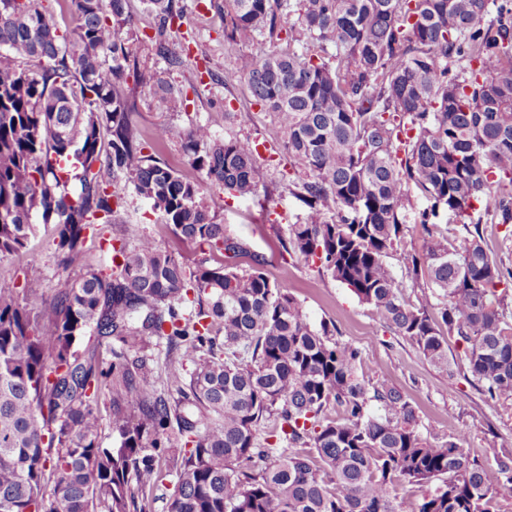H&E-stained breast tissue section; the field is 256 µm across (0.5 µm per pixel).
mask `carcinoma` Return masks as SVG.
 <instances>
[{
  "label": "carcinoma",
  "mask_w": 512,
  "mask_h": 512,
  "mask_svg": "<svg viewBox=\"0 0 512 512\" xmlns=\"http://www.w3.org/2000/svg\"><path fill=\"white\" fill-rule=\"evenodd\" d=\"M140 3L158 21L155 55L182 68L167 30L183 0ZM129 4L68 0L61 35L42 0H0V261L27 248L39 218L54 225L58 265L82 271L34 315L0 286V512H152L163 459L177 477L168 512H399L401 482L423 491L411 512H493L484 468L457 439L424 438L410 399L371 384L359 350L311 325L265 259L239 262L250 251L202 183L145 153L148 137L175 140L210 184L270 197L253 138L220 140L200 121L137 129L128 75L161 112L187 95L137 73ZM224 39L245 49L224 84H246L284 132L307 206L279 255L319 262L439 370L456 337L489 397L512 401V270L479 225L462 250L441 237L400 254L431 283L415 303L387 262L412 185L431 201L425 228L476 203L512 224V0H224ZM130 194L188 255L140 224L106 236ZM91 235L108 273L88 263ZM89 332L116 342L111 365L77 354ZM148 336L166 343L173 401L155 387ZM175 432L191 449L172 447Z\"/></svg>",
  "instance_id": "1"
}]
</instances>
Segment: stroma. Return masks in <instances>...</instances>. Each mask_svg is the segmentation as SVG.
Segmentation results:
<instances>
[{
    "mask_svg": "<svg viewBox=\"0 0 512 512\" xmlns=\"http://www.w3.org/2000/svg\"><path fill=\"white\" fill-rule=\"evenodd\" d=\"M186 3L184 23L168 33L173 49L183 55L185 65L170 71L152 50L155 19L143 12L139 0H130L135 19L130 44L142 70L165 72L172 84L198 89L185 112L174 115L155 109L145 96H138L133 116L136 126L148 133L161 125L184 127L194 118L209 124L217 137L238 133L262 143L258 162L267 184L274 186V193L263 202L235 197L215 187L207 189V201L219 222L247 242L253 252L270 256L266 271L271 281L298 299L312 324H333L336 340L361 351L372 368L371 382L397 387L410 398L424 437L432 442L451 436L458 438L460 446L483 465L487 483L495 494L496 512H512V496L504 495L497 467L498 460L512 454V401L489 399L483 385L468 371L462 344L449 339L448 358L453 372L442 373L408 339L360 303L348 288L319 274L317 264L296 256L271 257L273 235L287 234L289 225L299 223L306 214L305 205L281 187L287 169L280 160L278 146L285 135L268 114L253 105L245 84L225 85L224 72L237 63L242 50L224 40L223 11L211 7L208 0ZM228 105L232 106L233 115H225ZM428 206V200L419 191H412L410 204L401 215L402 249L423 253L433 235L447 237L454 246L463 247L468 234L448 212L439 213L432 230L423 229L419 215ZM127 222L144 225L161 246L176 248L175 238L157 223L149 204L133 195L129 196L125 211L117 216L112 233H119ZM76 277V272L58 268L53 227L49 224L40 225L26 252L0 261V284L13 288L20 297L29 288L52 294L65 281Z\"/></svg>",
    "mask_w": 512,
    "mask_h": 512,
    "instance_id": "35a3bbf8",
    "label": "stroma"
}]
</instances>
